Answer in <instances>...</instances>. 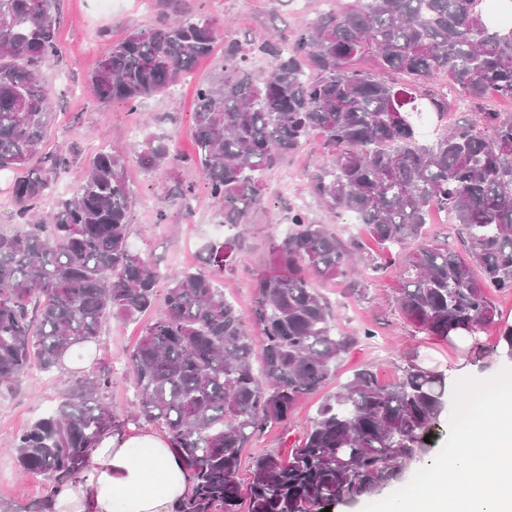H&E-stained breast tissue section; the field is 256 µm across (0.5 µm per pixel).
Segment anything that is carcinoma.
Wrapping results in <instances>:
<instances>
[{
    "mask_svg": "<svg viewBox=\"0 0 512 512\" xmlns=\"http://www.w3.org/2000/svg\"><path fill=\"white\" fill-rule=\"evenodd\" d=\"M484 0H352L292 37L262 40L275 60L261 82L249 57L224 47V69L201 84L192 133L210 195L224 223H250L262 203L261 174L281 156L323 137L314 190L349 212L408 270L395 289L401 315L427 336L453 343L500 325L492 352L512 361V325L499 324L491 296L512 293V113L489 111L491 95L512 100V16L486 21ZM55 0H0V171L16 173V229L0 231V389L37 366L62 369L76 343L100 336L110 315L134 320L153 310L158 272L128 247L136 204L125 155L100 150L75 189L42 221L31 212L69 159L43 153L52 122L43 66L57 56ZM219 32L181 17L134 27L99 62L91 84L102 101L130 109L164 94ZM369 55L377 71L357 60ZM478 105L474 118L446 125L423 143L417 120L444 118L443 82ZM147 169L178 156L153 137L139 145ZM448 212L466 240L462 253L423 233L430 211ZM241 236L203 247L209 273L170 277L162 316L130 354L139 390L131 421L155 423L194 480L179 512H315L379 495L423 459L440 426L448 375L408 359L398 378L362 370L327 396L288 456L252 458L242 449L264 427L288 419L296 401L333 375L357 337L336 331L315 278L349 275L352 251L297 210L270 243L272 269L256 280L255 308L241 313L213 279L232 269ZM419 243L406 256L400 249ZM263 371L252 365L254 336ZM111 369L70 382L47 415L13 441L20 471L56 483L78 475L103 432L121 430L106 404Z\"/></svg>",
    "mask_w": 512,
    "mask_h": 512,
    "instance_id": "carcinoma-1",
    "label": "carcinoma"
}]
</instances>
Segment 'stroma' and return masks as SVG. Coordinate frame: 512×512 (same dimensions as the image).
Here are the masks:
<instances>
[{
  "instance_id": "35a3bbf8",
  "label": "stroma",
  "mask_w": 512,
  "mask_h": 512,
  "mask_svg": "<svg viewBox=\"0 0 512 512\" xmlns=\"http://www.w3.org/2000/svg\"><path fill=\"white\" fill-rule=\"evenodd\" d=\"M59 53L43 68L45 85L53 103L54 119L47 131L45 149L66 151L70 164L57 181L53 196L36 207L39 216H49L56 198L69 193L91 157L101 148H117L126 157V178L136 192L137 203L130 217V246L159 273L158 291H165L169 276L185 269L205 270L202 246L216 237L231 235L224 224V204L210 196L191 135V113L195 91L202 80L217 79L224 65V46L232 43L251 53L257 42L274 33L293 34L313 22L327 9L326 0H153L142 10L140 0H57ZM205 14L220 29V41L213 52L200 60L167 94L144 100L137 110L120 101H101L90 76L113 42L133 27H154L173 21L181 14ZM147 137L171 142L179 160L174 167L144 169L137 156V144ZM322 139L312 135L301 151L281 159L264 175V203L242 238L237 263L232 271L217 277L216 283L242 313H249L255 299V280L270 264L269 246L291 222L296 210H303L311 223L326 225L346 245L355 246L363 259L355 279L362 281L365 294L356 298L348 288L355 279L316 281L327 299L337 331L352 334L369 328L373 335L359 339L336 365L333 377L301 399L287 422L268 428L249 441L242 453L241 482L249 480L253 456L287 453L305 434L319 403L361 369L376 371L382 381L396 379L404 360L412 358L437 370L466 366L468 375L489 378L505 363L489 355L497 327L481 332L485 354L453 348L420 333L402 319L394 304L400 285L395 265L373 270L371 261L381 246L370 237L355 217L329 209L311 188V178L320 159ZM192 185L195 194L189 206L166 202L174 184ZM167 220L156 224L158 210ZM143 323L139 320L108 318L96 341L94 366L80 374L91 376L97 365L112 368L108 403L117 417H124L137 392L129 353L139 341ZM72 369L46 374L31 369L20 377L13 391L0 392V500L12 502L17 512L48 497L51 487L41 476L22 473L15 462L12 440L27 424L46 414L79 374Z\"/></svg>"
}]
</instances>
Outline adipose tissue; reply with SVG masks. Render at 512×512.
Here are the masks:
<instances>
[{"label": "adipose tissue", "instance_id": "1", "mask_svg": "<svg viewBox=\"0 0 512 512\" xmlns=\"http://www.w3.org/2000/svg\"><path fill=\"white\" fill-rule=\"evenodd\" d=\"M147 452L138 461L135 449ZM190 472L159 429L105 432L87 466L50 493L52 512H176L192 491Z\"/></svg>", "mask_w": 512, "mask_h": 512}]
</instances>
